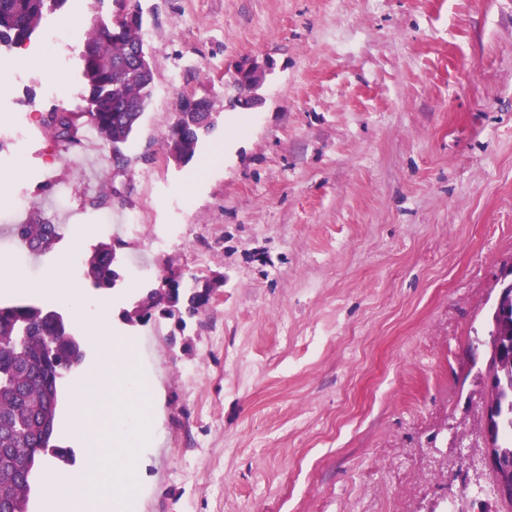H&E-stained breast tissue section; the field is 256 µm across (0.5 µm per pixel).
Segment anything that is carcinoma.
Instances as JSON below:
<instances>
[{"mask_svg": "<svg viewBox=\"0 0 512 512\" xmlns=\"http://www.w3.org/2000/svg\"><path fill=\"white\" fill-rule=\"evenodd\" d=\"M67 0H0V46L17 47L41 27ZM118 11L126 10L140 20L129 22L115 15L109 24H97L80 50L82 79L87 96L86 110L70 112L54 108L42 115L45 131L63 146L80 144L79 131L86 124L106 143L125 144L136 133L145 111L154 76L142 71L133 56L144 50L143 9L140 0H113ZM205 100L180 105L177 120L165 136L169 157L178 163L189 161L202 137L212 132L219 113L202 109ZM21 244L51 250L61 231L37 219L17 225ZM114 245L102 244L83 260L84 274L99 288L117 280ZM198 286L183 279L165 277L144 301L147 321L158 312L166 319L177 318L185 328L187 320L204 311ZM490 335L503 349L512 343V303L492 313ZM84 352L63 316L36 304H0V487L5 497L0 510L28 512L35 466L44 456L72 460V451L54 444L57 427L60 382L73 361ZM487 375L499 387V413L495 419L494 447L504 462H512V362L494 354L485 365Z\"/></svg>", "mask_w": 512, "mask_h": 512, "instance_id": "obj_1", "label": "carcinoma"}]
</instances>
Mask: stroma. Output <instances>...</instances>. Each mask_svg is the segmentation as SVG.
<instances>
[{
    "label": "stroma",
    "instance_id": "stroma-1",
    "mask_svg": "<svg viewBox=\"0 0 512 512\" xmlns=\"http://www.w3.org/2000/svg\"><path fill=\"white\" fill-rule=\"evenodd\" d=\"M154 69L148 108L112 147L64 149L37 115L84 111L77 63L32 45L0 55V151L28 210L0 205V261L32 301L62 255L72 300L106 296L155 389L137 512H505L468 496L483 471L489 315L512 267V0H141ZM270 63L262 107L229 109L248 61ZM184 97L219 112L184 164L165 134ZM102 206H93L95 198ZM65 234L18 259L29 212ZM115 245L119 278L81 261ZM213 287L186 329L125 318L168 272ZM114 245L101 244L83 260L84 274L99 288H110L117 280Z\"/></svg>",
    "mask_w": 512,
    "mask_h": 512
}]
</instances>
